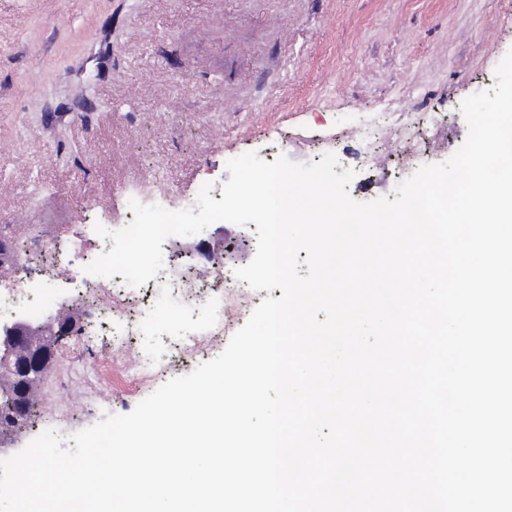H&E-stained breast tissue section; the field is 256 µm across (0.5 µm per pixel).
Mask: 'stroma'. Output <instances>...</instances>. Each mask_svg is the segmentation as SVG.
<instances>
[{
	"mask_svg": "<svg viewBox=\"0 0 512 512\" xmlns=\"http://www.w3.org/2000/svg\"><path fill=\"white\" fill-rule=\"evenodd\" d=\"M512 50V0H0V237L20 252L27 227L88 237L125 215L131 183L190 197L222 188L230 159L339 155L350 197H393L421 166L450 158L468 128L462 101L495 83ZM223 237L234 268L257 249L254 224L214 223L182 241L195 281L201 238ZM56 286L90 324L67 340L21 435L68 436L127 414L169 380L219 356L266 298L229 293L222 337L172 355L208 311L153 322L134 346L69 277ZM149 359L162 375L125 393L110 369Z\"/></svg>",
	"mask_w": 512,
	"mask_h": 512,
	"instance_id": "1",
	"label": "stroma"
}]
</instances>
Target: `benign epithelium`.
<instances>
[{
    "label": "benign epithelium",
    "mask_w": 512,
    "mask_h": 512,
    "mask_svg": "<svg viewBox=\"0 0 512 512\" xmlns=\"http://www.w3.org/2000/svg\"><path fill=\"white\" fill-rule=\"evenodd\" d=\"M73 328V317L60 307L37 324L19 317L0 329V369L11 374L15 389L14 401L0 410V418L14 424L17 431L28 426L25 399L30 382L48 373L56 356L55 338L71 336ZM36 336H49L51 340L42 343L34 340ZM15 432L0 433V452L15 447Z\"/></svg>",
    "instance_id": "benign-epithelium-1"
}]
</instances>
